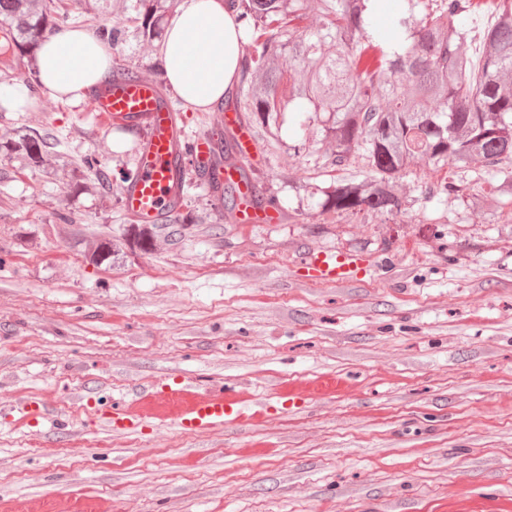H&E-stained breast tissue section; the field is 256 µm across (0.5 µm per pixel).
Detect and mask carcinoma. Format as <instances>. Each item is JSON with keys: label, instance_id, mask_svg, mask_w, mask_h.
Masks as SVG:
<instances>
[{"label": "carcinoma", "instance_id": "obj_1", "mask_svg": "<svg viewBox=\"0 0 512 512\" xmlns=\"http://www.w3.org/2000/svg\"><path fill=\"white\" fill-rule=\"evenodd\" d=\"M134 17L140 43L153 47L158 9ZM382 0H240L253 51L241 60L245 126L278 136L319 131L321 158L360 178L336 177L320 214L396 218L403 178L421 160L462 173L493 175L485 189L461 179L426 190L481 211L490 196L512 198V0H404L391 18L393 36L375 26ZM95 19L91 9L59 12L55 0H0V56L16 58L48 32ZM127 27L120 15L95 27L115 44ZM288 78V99L278 95Z\"/></svg>", "mask_w": 512, "mask_h": 512}]
</instances>
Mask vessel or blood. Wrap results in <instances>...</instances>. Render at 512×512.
Instances as JSON below:
<instances>
[{"label": "vessel or blood", "mask_w": 512, "mask_h": 512, "mask_svg": "<svg viewBox=\"0 0 512 512\" xmlns=\"http://www.w3.org/2000/svg\"><path fill=\"white\" fill-rule=\"evenodd\" d=\"M88 107L106 130L137 138L133 171L121 180V205L137 223L165 227L185 206L189 174H196L213 200L224 197L227 181H240L249 163L244 135L231 109L212 112L211 125L224 130L227 153H212L209 134H190L181 113L175 112L162 85L149 75L117 76L109 88L90 93ZM246 191L253 204L224 212L226 223L249 227L279 220L276 200L258 182ZM302 278L311 283L345 286L372 276L369 259L361 254L312 250L300 262ZM342 380L324 376L297 381L276 392L273 399L249 404L245 389L237 384L202 387L182 376L143 387L121 406L98 410L95 426L136 432L146 427L171 425L182 432L203 434L227 425L247 426L271 417L273 405L303 406L334 394ZM56 403L48 397L19 400L10 406L14 423L38 431L57 424Z\"/></svg>", "instance_id": "b4317fda"}]
</instances>
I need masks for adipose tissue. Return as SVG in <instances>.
Listing matches in <instances>:
<instances>
[{
	"mask_svg": "<svg viewBox=\"0 0 512 512\" xmlns=\"http://www.w3.org/2000/svg\"><path fill=\"white\" fill-rule=\"evenodd\" d=\"M232 0H180L161 40L168 82L188 105L205 111L235 87L245 33ZM35 70L43 85L73 104L107 80L112 55L83 30L43 38Z\"/></svg>",
	"mask_w": 512,
	"mask_h": 512,
	"instance_id": "ef3b65f1",
	"label": "adipose tissue"
}]
</instances>
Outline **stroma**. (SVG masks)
<instances>
[{
  "label": "stroma",
  "instance_id": "stroma-1",
  "mask_svg": "<svg viewBox=\"0 0 512 512\" xmlns=\"http://www.w3.org/2000/svg\"><path fill=\"white\" fill-rule=\"evenodd\" d=\"M87 106L0 111V403L53 395L68 438L0 417V503L57 491L102 512H512V201L475 212L425 187L396 221L320 216L332 172L294 128L251 148L276 224L244 229L200 186L167 235L134 223L118 184L132 135ZM379 262L351 287L301 281L304 251ZM183 375L277 384L333 375L346 390L248 431L92 428L86 379L121 403Z\"/></svg>",
  "mask_w": 512,
  "mask_h": 512
}]
</instances>
